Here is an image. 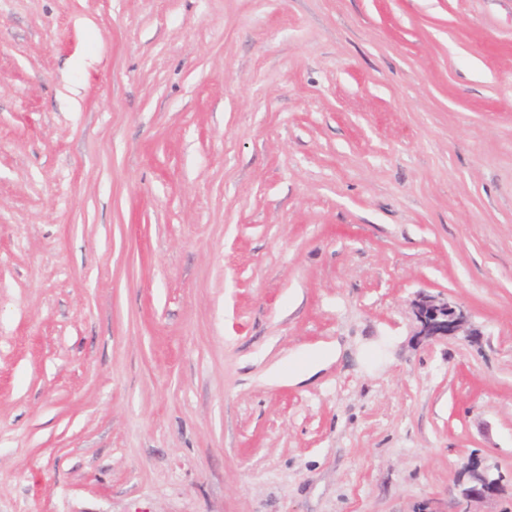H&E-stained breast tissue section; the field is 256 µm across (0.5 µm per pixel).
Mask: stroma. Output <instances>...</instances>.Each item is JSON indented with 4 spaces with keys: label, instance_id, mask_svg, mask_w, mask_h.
Segmentation results:
<instances>
[{
    "label": "stroma",
    "instance_id": "stroma-1",
    "mask_svg": "<svg viewBox=\"0 0 512 512\" xmlns=\"http://www.w3.org/2000/svg\"><path fill=\"white\" fill-rule=\"evenodd\" d=\"M473 454L512 512V0H0V512H455ZM417 323L416 336L433 339L442 336H473L470 315L460 305L448 300L421 295L413 303Z\"/></svg>",
    "mask_w": 512,
    "mask_h": 512
}]
</instances>
